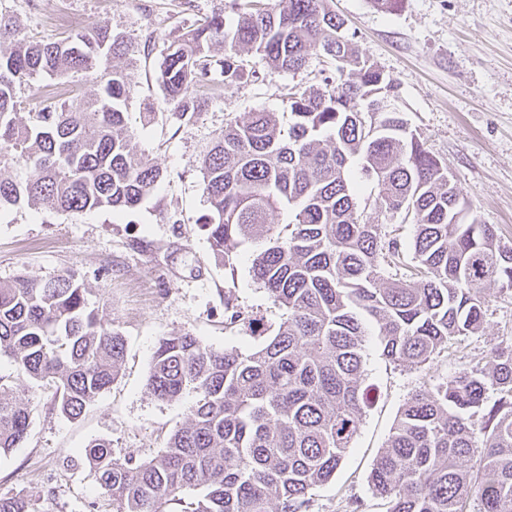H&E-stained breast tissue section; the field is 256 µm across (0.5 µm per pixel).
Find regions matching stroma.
Segmentation results:
<instances>
[{
	"instance_id": "obj_1",
	"label": "stroma",
	"mask_w": 512,
	"mask_h": 512,
	"mask_svg": "<svg viewBox=\"0 0 512 512\" xmlns=\"http://www.w3.org/2000/svg\"><path fill=\"white\" fill-rule=\"evenodd\" d=\"M327 6L360 54L397 84L398 110L446 163L472 214L496 225L501 243L512 248V0H404L390 14L371 0H327ZM216 12L232 18L231 0H0V14L33 41L107 23L138 45L135 56L112 64L130 82L128 126L138 150L163 171L158 188L128 212H0V283L76 274L90 305L126 345L117 380L79 419L50 412L52 393L41 386L27 385L21 394L31 427L0 461V492L54 487L46 512H112L93 471L63 462L79 456L89 440H110L115 456L142 460L184 424L193 394L163 402L146 386L160 338L188 332L217 350H244L281 321L282 309L250 274L257 244L238 250L231 276L213 258L199 223L207 209L200 161L226 122L251 112L288 113L292 88L320 86L323 62L316 56L305 70L278 72L240 52L257 77L208 94L194 118L179 117L157 82L159 65L182 33ZM61 13L74 19L73 28L58 25ZM61 80L78 97L99 89L93 72L39 74L25 88L21 112L37 111L44 89ZM228 305L254 317L255 325L225 327ZM495 342L512 344V290L489 297L483 332L460 337L431 365L393 364L368 340L372 405L335 478L314 490L311 512H386L368 476L398 411L415 390L470 369Z\"/></svg>"
}]
</instances>
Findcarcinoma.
<instances>
[{"label": "carcinoma", "mask_w": 512, "mask_h": 512, "mask_svg": "<svg viewBox=\"0 0 512 512\" xmlns=\"http://www.w3.org/2000/svg\"><path fill=\"white\" fill-rule=\"evenodd\" d=\"M233 13L230 23L206 18L164 56L158 82L181 116L201 111L213 66L226 88L245 78L241 49L281 71L321 56L338 74L295 91L285 127L265 111L229 121L200 161L215 258L233 273L238 248L262 244L252 278L283 318L253 350L218 351L190 333L158 341L148 390L195 400L150 459L117 458L103 438L82 448L112 512H310L312 491L334 477L368 407L367 338L397 365H429L483 331L488 298L512 288V248L493 225L467 219L446 164L402 113L379 108L396 86L359 54L326 0H233ZM218 44L224 58L214 63ZM135 53L107 24L34 43L0 15V209L124 211L155 187L162 171L138 157L127 129L124 71L104 70L92 98L18 116L33 76L91 72ZM21 161L34 167L23 181L9 175ZM372 201L387 221L367 219ZM282 205L288 223H271ZM401 215L415 225L409 243L400 226L388 229ZM86 293L72 274L0 284V357L17 378L52 389L53 410L69 420L110 388L125 355L123 336ZM29 426L17 387L0 375V457ZM369 483L387 512H469L473 498L481 512H512V346L494 344L485 364L413 393ZM187 488L199 490L190 502ZM53 495L0 493V512H43Z\"/></svg>", "instance_id": "carcinoma-1"}]
</instances>
